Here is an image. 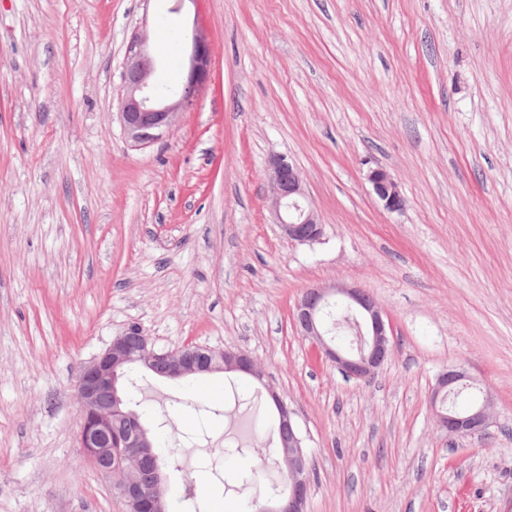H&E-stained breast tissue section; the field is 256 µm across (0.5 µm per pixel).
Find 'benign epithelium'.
<instances>
[{"instance_id": "obj_1", "label": "benign epithelium", "mask_w": 512, "mask_h": 512, "mask_svg": "<svg viewBox=\"0 0 512 512\" xmlns=\"http://www.w3.org/2000/svg\"><path fill=\"white\" fill-rule=\"evenodd\" d=\"M181 45L188 57L186 81L178 91L162 98L153 93L156 64L148 50L147 33L135 32L127 45L119 117L124 133L136 147H147L161 139L176 115L193 105L210 79V45L199 28L186 35ZM267 172L271 186L270 212L282 235L300 245L321 241L324 225L295 163L285 156H274L268 162ZM366 178L386 211L404 210L405 200L386 170L371 168ZM333 302L356 315L364 327L365 342L355 350L342 349L327 339L330 330L325 327L323 311ZM294 321L300 335L349 380L372 377L392 355L394 341L386 313L370 294L355 284L333 282L306 289L295 304ZM130 335L126 331L115 337L109 347L81 367L76 385L82 419L79 444L87 462L102 475L121 476L120 489L126 503H151L162 487L164 475L155 470L149 486L131 475L135 461L149 454L150 443L139 416L128 409V400L122 393L121 381L129 365L140 362L169 379L214 370L256 377L261 371L256 360L241 350L203 352L198 347L193 350L183 347L160 353L143 333H137L139 340L135 343L128 340ZM472 384L474 379L463 367L451 365L437 376L431 404L458 387ZM268 393L278 406L282 443L288 449L289 491L272 504L260 507V512H305L309 476L304 440L278 393L271 388ZM489 406L490 395L485 392L482 401L465 412L453 407L435 409L436 422L450 435L475 436L491 423ZM117 415L128 420L127 427L120 431L112 427V418Z\"/></svg>"}]
</instances>
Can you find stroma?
<instances>
[{
	"label": "stroma",
	"instance_id": "35a3bbf8",
	"mask_svg": "<svg viewBox=\"0 0 512 512\" xmlns=\"http://www.w3.org/2000/svg\"><path fill=\"white\" fill-rule=\"evenodd\" d=\"M200 27L210 80L164 137L118 115L127 40ZM293 159L325 226L294 244L268 209ZM379 166L405 200L383 209ZM372 295L394 336L365 381L317 360L293 320L309 287ZM156 348L247 351L235 374L127 384L169 470V512L251 503L276 458L272 384L310 461L307 512H512V0H0V512H125L79 448L81 366L129 327ZM493 400L480 435L441 431L438 374ZM243 453L211 448L225 440ZM193 469L185 495L184 469ZM367 181L383 208L390 213L402 212L405 208V200L402 197L398 185L393 177L382 168H369Z\"/></svg>",
	"mask_w": 512,
	"mask_h": 512
}]
</instances>
